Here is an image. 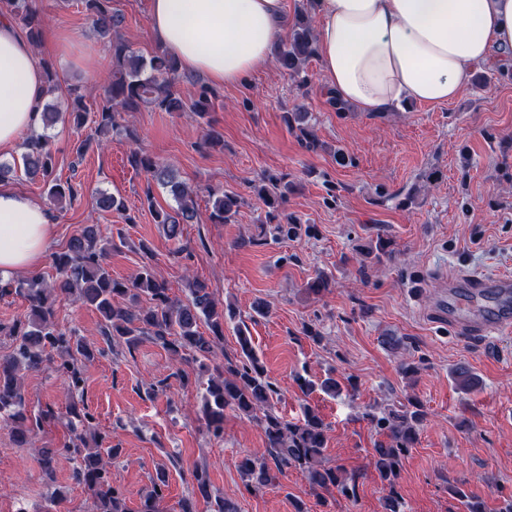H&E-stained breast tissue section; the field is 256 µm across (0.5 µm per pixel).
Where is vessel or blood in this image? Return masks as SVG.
I'll use <instances>...</instances> for the list:
<instances>
[{
    "instance_id": "obj_1",
    "label": "vessel or blood",
    "mask_w": 512,
    "mask_h": 512,
    "mask_svg": "<svg viewBox=\"0 0 512 512\" xmlns=\"http://www.w3.org/2000/svg\"><path fill=\"white\" fill-rule=\"evenodd\" d=\"M476 296L512 295V277L508 275L486 278L470 272H462L448 281V306L441 317L457 330L471 335L484 336L490 333L508 334L512 332V311L503 309L490 318H477L462 308L457 302L459 293Z\"/></svg>"
}]
</instances>
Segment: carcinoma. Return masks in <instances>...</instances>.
I'll use <instances>...</instances> for the list:
<instances>
[{
    "mask_svg": "<svg viewBox=\"0 0 512 512\" xmlns=\"http://www.w3.org/2000/svg\"><path fill=\"white\" fill-rule=\"evenodd\" d=\"M84 9L97 33L107 39L112 68L105 79L104 93L96 106L93 122L94 136L102 140L120 129L122 115L152 108L159 112H193L204 119L220 94L217 89L200 84L193 99L186 102L175 91V85L184 78L174 58L161 47H156L149 58L140 55L119 35L123 16L112 9V0H83ZM0 14L9 16L26 30L32 43L39 41L43 19L33 0H0ZM315 33L308 8L299 6L293 16L286 39L277 41L273 56L279 68L290 76L302 72L316 55ZM46 78L45 97L56 94L60 86L54 65L44 63ZM67 115L73 126L81 128L88 118L86 95L82 86L72 84L67 89ZM306 117L291 112L286 123L295 127L306 147L315 146L316 140L305 126ZM22 156L25 174L44 182L49 200L57 205L73 201L78 189L59 180L54 174L53 152L48 139L33 133L24 144ZM130 166L143 173L147 181L155 182L172 196L176 207L167 211L155 206L152 188H147L144 203L153 213L155 223L164 226L167 236L176 239L181 225L191 224L197 217V193L168 166L158 163L140 148L130 150ZM268 216L283 209L291 185L282 180L264 177L253 186ZM213 207L210 220L224 224L239 211L242 197L233 191L211 192ZM97 206L104 212L125 210L121 198L101 193ZM112 251V241L102 238L95 225H88L73 237L67 250L53 255L56 277L47 286L39 276L27 279L0 281V296L17 295L27 302L24 319L8 330L12 336L9 353L0 355V413L7 414L6 423L16 442L24 445L43 428V414L28 413V394L23 386L27 373L51 368L63 379L69 397L84 392L85 378L81 363L94 357L93 349L73 333L61 330L55 323V302L60 296L97 310L104 320L103 336L110 348L124 345L131 348L144 340L161 345L176 359H190L201 368L216 355L224 340V308L217 305L206 285L199 280L189 284L190 296L181 301L170 296L165 279L159 277L149 265L141 268L131 280L112 278L106 262ZM207 330H201V326ZM240 359L226 360L215 368L217 375L209 379L205 396L206 429L210 436L224 434V408L232 407L263 423L269 457H247L240 463L250 486H266L277 475L291 467L300 469L310 489L321 496L332 489L350 498L355 496L358 474L342 465L327 467L323 452L327 445L329 426L313 408L305 409L303 418L296 422L284 420L272 412L271 401L276 395L267 379L247 331L237 329ZM67 413L82 418L81 431H72L69 441L55 454L46 452L40 458L42 472L54 479L60 458L76 462L75 473L93 499V512H129L121 492L112 485L110 458L119 452L110 448L101 452L89 439L96 438V418L88 411L78 410L77 403L68 405ZM425 419L418 400H409L402 410H385L372 416L374 426L387 437V441L373 449L371 465L387 488L383 507L385 512H401L395 491L402 459L418 442L420 427ZM191 495L178 502V512H197V497L209 504L210 512H238L237 505L222 497H212L207 473L197 469ZM165 475L158 477L141 502L139 512H161ZM464 512H485L476 496H468L450 487Z\"/></svg>",
    "mask_w": 512,
    "mask_h": 512,
    "instance_id": "obj_1",
    "label": "carcinoma"
}]
</instances>
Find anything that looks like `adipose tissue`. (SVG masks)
<instances>
[{
    "label": "adipose tissue",
    "mask_w": 512,
    "mask_h": 512,
    "mask_svg": "<svg viewBox=\"0 0 512 512\" xmlns=\"http://www.w3.org/2000/svg\"><path fill=\"white\" fill-rule=\"evenodd\" d=\"M322 80L358 112L454 101L479 66L512 51V0H309ZM154 41L182 71L217 87L265 69L291 23L284 0H149ZM42 61L0 15V149L41 124ZM51 217L0 183V277L36 270L52 243Z\"/></svg>",
    "instance_id": "ef3b65f1"
}]
</instances>
